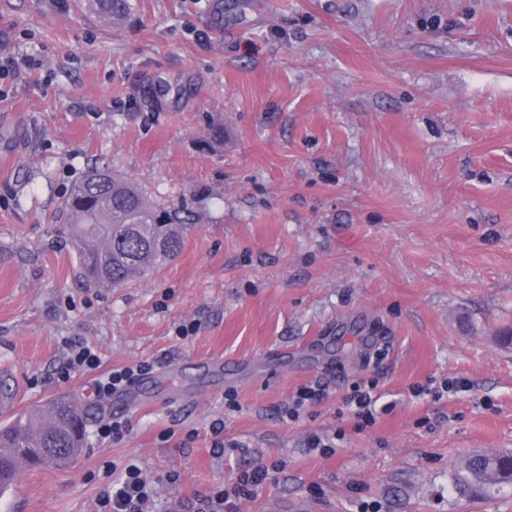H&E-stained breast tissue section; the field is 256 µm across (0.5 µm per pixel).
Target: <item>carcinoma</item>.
I'll return each mask as SVG.
<instances>
[{
	"label": "carcinoma",
	"mask_w": 512,
	"mask_h": 512,
	"mask_svg": "<svg viewBox=\"0 0 512 512\" xmlns=\"http://www.w3.org/2000/svg\"><path fill=\"white\" fill-rule=\"evenodd\" d=\"M104 21L130 14V0H89ZM78 254L79 277L89 286L116 287L147 277L180 253L184 228L178 213L166 210L147 191L107 168H93L64 203ZM44 407L18 413L0 428V493L17 483L24 470L67 467L84 447L86 416L72 401L56 398ZM509 456L475 452L452 473L461 496L492 498L512 489Z\"/></svg>",
	"instance_id": "obj_1"
}]
</instances>
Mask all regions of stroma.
Here are the masks:
<instances>
[{"mask_svg":"<svg viewBox=\"0 0 512 512\" xmlns=\"http://www.w3.org/2000/svg\"><path fill=\"white\" fill-rule=\"evenodd\" d=\"M130 3L112 27L86 0H0V56L29 60L0 82V381L21 408L89 413L83 452L25 471L0 512H98L130 464L156 512L255 466L237 512H512L450 480L512 451V0ZM92 167L181 210L155 276L79 278L63 204ZM71 341L106 370L150 362V403L119 413L91 375L59 380ZM455 377L470 391L411 393ZM360 379L391 405L363 431L342 405ZM316 382L328 398L288 420ZM114 418L126 432L101 439ZM337 429L332 455L307 447ZM268 478V470L264 468H254L251 470H245L240 474L239 483L236 489H234V499H240L241 496H250L254 488L263 484Z\"/></svg>","mask_w":512,"mask_h":512,"instance_id":"stroma-1","label":"stroma"}]
</instances>
